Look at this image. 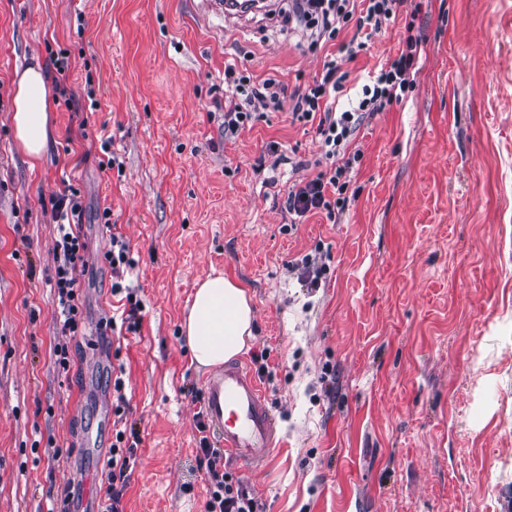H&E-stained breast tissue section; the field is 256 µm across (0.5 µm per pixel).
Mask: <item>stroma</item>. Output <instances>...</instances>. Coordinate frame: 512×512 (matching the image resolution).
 I'll list each match as a JSON object with an SVG mask.
<instances>
[{"label":"stroma","mask_w":512,"mask_h":512,"mask_svg":"<svg viewBox=\"0 0 512 512\" xmlns=\"http://www.w3.org/2000/svg\"><path fill=\"white\" fill-rule=\"evenodd\" d=\"M202 2L0 0V512H73L126 421L140 442L123 512H205L206 372L180 324L214 269L255 309L242 358L264 357L280 442L230 469L263 512H512V0L421 9L415 86L361 124L354 198L299 224L288 188L318 174L321 139L286 110L225 136L224 66L290 94L337 48L300 42L287 10L227 22ZM404 34L396 20L345 63L350 86ZM35 62L67 93L33 171L11 110L14 72ZM68 185L87 248L65 336L52 197ZM115 235L144 308L105 345L102 323L127 307L104 258Z\"/></svg>","instance_id":"35a3bbf8"}]
</instances>
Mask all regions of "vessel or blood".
<instances>
[{
  "label": "vessel or blood",
  "instance_id": "b4317fda",
  "mask_svg": "<svg viewBox=\"0 0 512 512\" xmlns=\"http://www.w3.org/2000/svg\"><path fill=\"white\" fill-rule=\"evenodd\" d=\"M208 430L235 461L259 467L276 443V418L260 383L242 361L225 363L205 382Z\"/></svg>",
  "mask_w": 512,
  "mask_h": 512
}]
</instances>
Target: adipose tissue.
Masks as SVG:
<instances>
[{
    "mask_svg": "<svg viewBox=\"0 0 512 512\" xmlns=\"http://www.w3.org/2000/svg\"><path fill=\"white\" fill-rule=\"evenodd\" d=\"M11 121L17 147L30 168L44 160L51 137V99L40 66L16 70ZM255 314L246 288L220 271L197 282L181 333L197 366L217 367L247 352Z\"/></svg>",
    "mask_w": 512,
    "mask_h": 512,
    "instance_id": "1",
    "label": "adipose tissue"
}]
</instances>
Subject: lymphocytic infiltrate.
Returning <instances> with one entry per match:
<instances>
[{
    "label": "lymphocytic infiltrate",
    "instance_id": "lymphocytic-infiltrate-1",
    "mask_svg": "<svg viewBox=\"0 0 512 512\" xmlns=\"http://www.w3.org/2000/svg\"><path fill=\"white\" fill-rule=\"evenodd\" d=\"M405 3L406 0H289L288 13L295 20L302 41L315 48L333 40L339 43L337 56L325 60L320 77L292 98H285L284 87L276 79L257 82L237 70L235 65H225V133L237 134L264 114L287 108L297 119L315 124L326 159L335 163L330 171L293 185L286 201L289 213L307 217L344 208L352 170L361 158L360 152L348 150L358 127L366 115L402 101L413 88L423 40L412 33L406 36L394 58L385 59L380 68L370 74L360 95L355 96L347 108H338L336 104L337 98L346 90L348 74L342 69L344 61L355 59L364 49L366 40L387 30ZM350 26L355 29L353 36L346 42H339L340 33ZM54 207L59 219L56 251L62 259L56 268L55 288L64 317L63 327L74 333L78 330L79 311L75 272L83 260L85 243L79 225L68 223L67 218L80 215L82 203L78 194H63ZM137 436L134 430L116 434L118 443L113 446L106 464L104 499L108 503L107 512H122L121 499L133 459L132 451L124 449L122 442L124 438ZM200 451L198 461L204 467L212 489L206 512H262L261 504L251 496L243 481L227 469L222 449L212 446L204 437L200 440Z\"/></svg>",
    "mask_w": 512,
    "mask_h": 512
}]
</instances>
